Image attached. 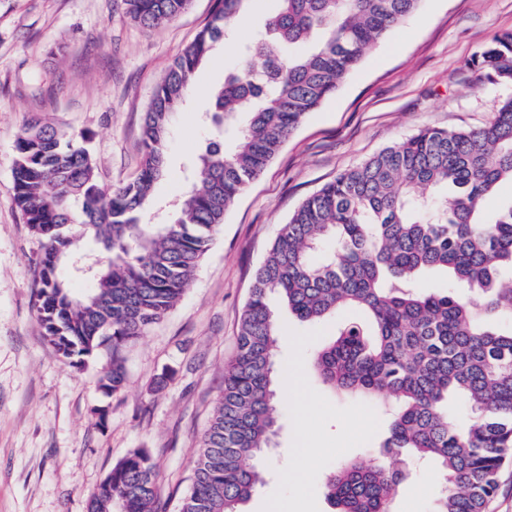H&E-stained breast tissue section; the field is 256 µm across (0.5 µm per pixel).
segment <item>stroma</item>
Segmentation results:
<instances>
[{"mask_svg":"<svg viewBox=\"0 0 512 512\" xmlns=\"http://www.w3.org/2000/svg\"><path fill=\"white\" fill-rule=\"evenodd\" d=\"M213 9L214 0H191L179 16L147 30L122 0H0V512H86L89 495L137 448L155 465L163 512H179L224 367L237 350L254 271L280 225L344 170L425 126H482L512 95V85L468 66L512 29V0H421L233 203L181 300L124 350L125 388L108 397L98 378L110 350L77 368L43 340L35 311L40 248L15 203V142L37 112L85 139L104 190L133 180L155 89ZM238 42L215 44L172 114L154 201L185 193V171L209 137L202 118L210 92L239 64ZM359 318L343 309L309 323L279 308L276 368L296 366L298 383L281 394L277 446L244 512H274L284 502L297 512H332L321 481L292 477L303 449H321L324 474L369 459L387 437L391 404L334 390L308 364L342 324ZM99 408L106 421H98ZM306 417L313 427L302 436L296 425ZM440 489L434 467H417L391 510L432 512Z\"/></svg>","mask_w":512,"mask_h":512,"instance_id":"1","label":"stroma"}]
</instances>
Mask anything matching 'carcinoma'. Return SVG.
<instances>
[{
	"instance_id": "obj_1",
	"label": "carcinoma",
	"mask_w": 512,
	"mask_h": 512,
	"mask_svg": "<svg viewBox=\"0 0 512 512\" xmlns=\"http://www.w3.org/2000/svg\"><path fill=\"white\" fill-rule=\"evenodd\" d=\"M249 0H216L213 19L158 84L142 124L138 177L106 192L89 150L40 119L15 145V203L41 247L37 319L44 340L76 367L104 346L107 395L126 379L122 350L177 304L235 200L265 171L306 116L336 94L377 44L421 0H279L264 31L240 45L244 62L213 94L217 138L193 163L190 188L171 219L143 222L163 173L171 114L197 68ZM190 0H123L154 29ZM309 43L308 54L292 53ZM470 66L512 84V31L496 35ZM232 146L224 148V138ZM512 184V96L483 127H425L307 197L281 225L256 268L242 313L238 350L191 461L181 512H242L263 484L257 460L276 432L277 349L272 300L300 320L356 309L317 350L313 366L333 389L395 404L389 435L370 461L329 471L322 489L337 512H391L420 459L443 472L433 512H486L512 455V199L493 219L486 197ZM87 274L75 294L63 271ZM445 271L478 300L422 287ZM469 410L448 417V398ZM87 512H159L155 465L143 449L116 463Z\"/></svg>"
}]
</instances>
